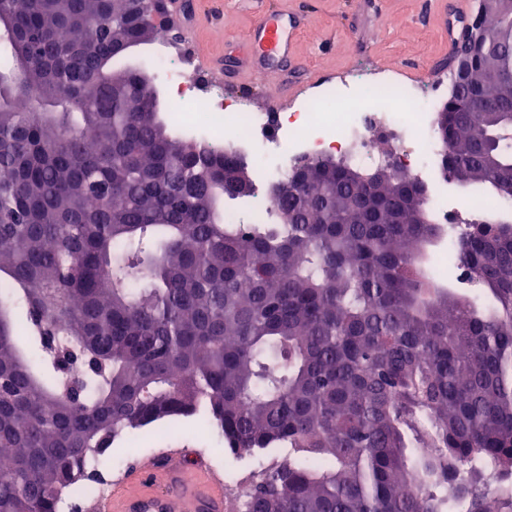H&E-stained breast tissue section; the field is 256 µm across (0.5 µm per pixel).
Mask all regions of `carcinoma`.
<instances>
[{
    "instance_id": "cac0c4a2",
    "label": "carcinoma",
    "mask_w": 512,
    "mask_h": 512,
    "mask_svg": "<svg viewBox=\"0 0 512 512\" xmlns=\"http://www.w3.org/2000/svg\"><path fill=\"white\" fill-rule=\"evenodd\" d=\"M0 13L32 57L0 72V512H58L117 440L194 416L280 452L239 512H512L487 482L512 474V220L461 245L482 303L425 270L443 228L404 176L296 167L273 223L229 224L249 168L172 135L121 64L160 22L128 0ZM457 52L441 171L512 206V16L478 4Z\"/></svg>"
}]
</instances>
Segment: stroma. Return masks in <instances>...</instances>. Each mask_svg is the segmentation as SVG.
I'll return each mask as SVG.
<instances>
[{
    "mask_svg": "<svg viewBox=\"0 0 512 512\" xmlns=\"http://www.w3.org/2000/svg\"><path fill=\"white\" fill-rule=\"evenodd\" d=\"M182 15L163 12V23L184 31L185 42L169 52L188 72H195V51L209 55L213 73L203 75L201 93L220 88L225 99L247 97L257 108L276 106L287 111L288 93L300 73L316 75L318 82L334 79L346 69L375 65L421 78L431 65L447 70L452 46L443 18L451 0H190ZM302 14L307 25L291 42L287 59L255 68L249 39L261 11ZM195 419L169 423L159 435L139 431L122 438L100 457L96 469L106 484L120 481L138 462H153L170 453L204 465L224 486L229 497L257 480L273 464L270 455L235 454L226 450L219 429L199 433Z\"/></svg>",
    "mask_w": 512,
    "mask_h": 512,
    "instance_id": "1",
    "label": "stroma"
}]
</instances>
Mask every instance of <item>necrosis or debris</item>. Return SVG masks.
<instances>
[{
	"mask_svg": "<svg viewBox=\"0 0 512 512\" xmlns=\"http://www.w3.org/2000/svg\"><path fill=\"white\" fill-rule=\"evenodd\" d=\"M168 40L167 30L159 29L161 52L153 62L180 107L177 123L201 133L205 142L232 148L257 171L255 195L225 203L230 221L245 213L251 223H267L273 209L268 187L301 159L331 157L366 174L390 159L402 174L432 188L428 211L448 241L443 260L430 263V275L441 280L460 271L458 242L490 205L478 196L460 203L448 196L440 169L444 145L434 125L447 80L420 84L384 71L354 69L296 99L292 111L255 112L244 99L228 102L219 93L200 98L181 64L164 54Z\"/></svg>",
	"mask_w": 512,
	"mask_h": 512,
	"instance_id": "necrosis-or-debris-1",
	"label": "necrosis or debris"
}]
</instances>
